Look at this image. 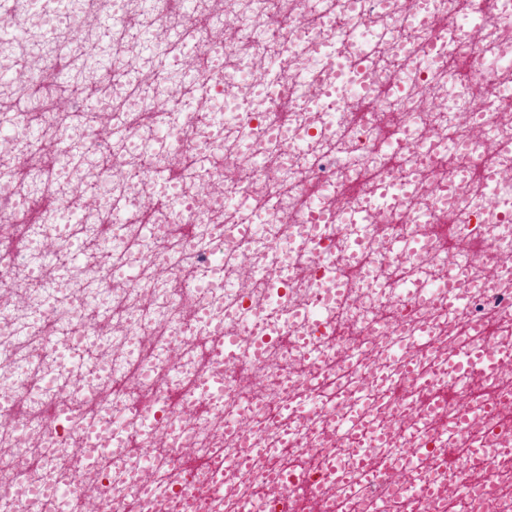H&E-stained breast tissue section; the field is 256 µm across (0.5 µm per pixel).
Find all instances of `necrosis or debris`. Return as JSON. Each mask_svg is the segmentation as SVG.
I'll return each instance as SVG.
<instances>
[{"instance_id":"necrosis-or-debris-1","label":"necrosis or debris","mask_w":512,"mask_h":512,"mask_svg":"<svg viewBox=\"0 0 512 512\" xmlns=\"http://www.w3.org/2000/svg\"><path fill=\"white\" fill-rule=\"evenodd\" d=\"M13 27L5 512L87 475L94 512H512V0H0Z\"/></svg>"}]
</instances>
